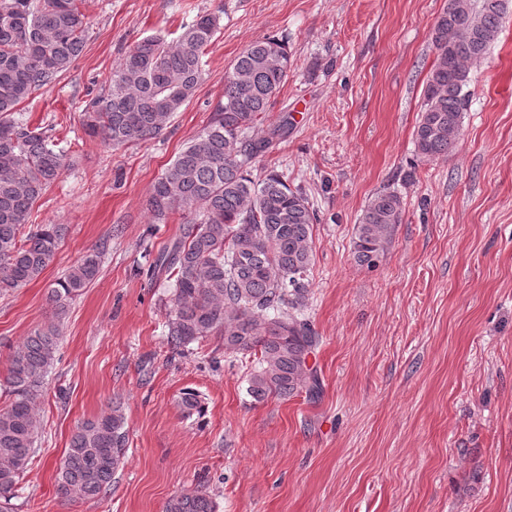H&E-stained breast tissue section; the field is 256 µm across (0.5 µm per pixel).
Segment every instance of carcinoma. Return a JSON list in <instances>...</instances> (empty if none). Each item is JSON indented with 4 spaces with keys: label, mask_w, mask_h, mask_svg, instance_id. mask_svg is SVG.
Segmentation results:
<instances>
[{
    "label": "carcinoma",
    "mask_w": 512,
    "mask_h": 512,
    "mask_svg": "<svg viewBox=\"0 0 512 512\" xmlns=\"http://www.w3.org/2000/svg\"><path fill=\"white\" fill-rule=\"evenodd\" d=\"M84 0H0V293L35 279L53 261L64 224H33L36 202L70 162L66 152L17 116V107L54 83L83 53L88 26ZM509 0H448L432 31L436 58L414 130L417 155L446 157L457 146L469 102L468 63L497 40ZM219 18L199 14L176 38L141 39L112 72L108 88L91 99L84 126L114 147L159 135L194 97L203 56ZM291 53L279 39L254 41L224 74V100L203 130L151 187L148 209L160 220L187 216L180 234L159 250L145 247L138 272L171 286L167 342L183 351L210 336L224 352L257 360L248 394L258 403L306 390L320 393L309 357L320 338L299 316L314 265L313 224L318 215L304 193L283 175L261 181L248 175L270 138L250 132L262 123L288 79ZM405 204L395 191L376 194L355 228L357 263L372 266ZM102 252L94 248L51 287V317L9 356L0 391V499L9 501L35 453V398L57 361L60 325L70 303L97 277ZM191 417L204 413L198 395L180 401ZM127 419L121 401L78 425L58 472L61 493L97 497L124 465ZM165 512H216L203 488L171 497Z\"/></svg>",
    "instance_id": "cac0c4a2"
}]
</instances>
